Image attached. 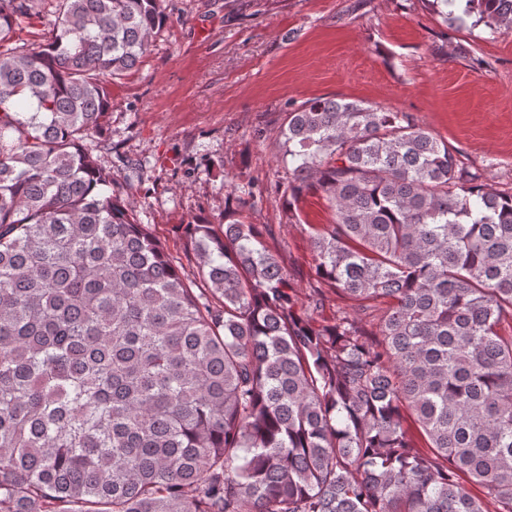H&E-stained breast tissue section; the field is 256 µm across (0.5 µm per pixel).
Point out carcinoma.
<instances>
[{"instance_id":"obj_1","label":"carcinoma","mask_w":512,"mask_h":512,"mask_svg":"<svg viewBox=\"0 0 512 512\" xmlns=\"http://www.w3.org/2000/svg\"><path fill=\"white\" fill-rule=\"evenodd\" d=\"M46 2L0 0V512H512V191L408 112L305 101L279 145L288 205L335 214L314 294L239 219L184 225L196 292L86 144L163 0H55L22 41ZM324 285L373 319L320 321ZM54 16L50 12H43L41 19H38L33 28H26L22 33V38L28 40L29 43L36 45L44 43L52 32V24ZM299 215L308 224H332L335 215L328 203L319 195L308 194L298 203Z\"/></svg>"}]
</instances>
